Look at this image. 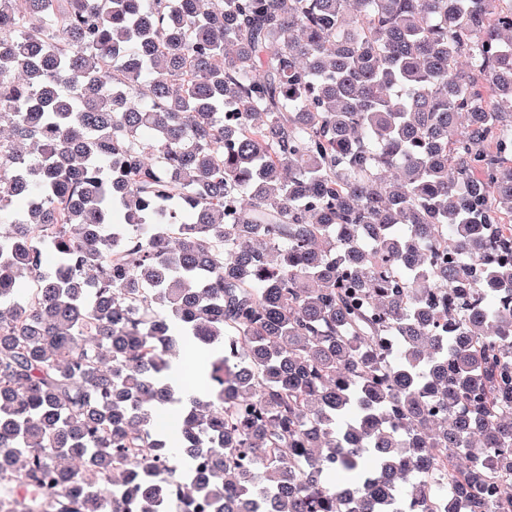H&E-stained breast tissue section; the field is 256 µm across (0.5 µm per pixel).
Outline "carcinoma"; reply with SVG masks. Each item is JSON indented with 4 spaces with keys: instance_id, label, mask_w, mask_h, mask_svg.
<instances>
[{
    "instance_id": "obj_1",
    "label": "carcinoma",
    "mask_w": 512,
    "mask_h": 512,
    "mask_svg": "<svg viewBox=\"0 0 512 512\" xmlns=\"http://www.w3.org/2000/svg\"><path fill=\"white\" fill-rule=\"evenodd\" d=\"M3 124L0 512H512V0H0Z\"/></svg>"
}]
</instances>
